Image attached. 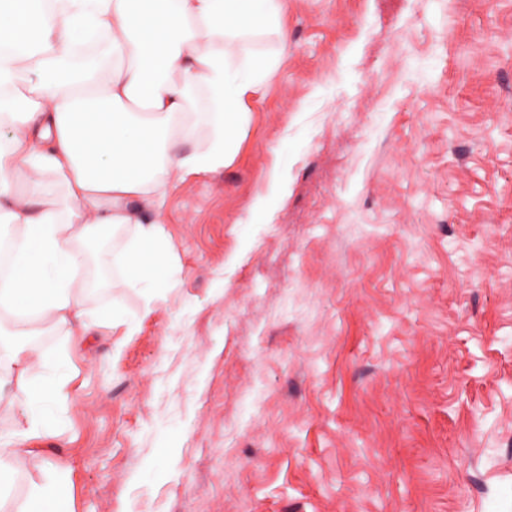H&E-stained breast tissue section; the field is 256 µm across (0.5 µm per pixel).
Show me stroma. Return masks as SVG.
<instances>
[{
	"mask_svg": "<svg viewBox=\"0 0 512 512\" xmlns=\"http://www.w3.org/2000/svg\"><path fill=\"white\" fill-rule=\"evenodd\" d=\"M218 173L164 204L179 279L71 353L17 481L70 512H512V0H286ZM288 190L251 209L278 151ZM68 512L65 499V474L57 471L41 482L29 486L18 512Z\"/></svg>",
	"mask_w": 512,
	"mask_h": 512,
	"instance_id": "1",
	"label": "stroma"
}]
</instances>
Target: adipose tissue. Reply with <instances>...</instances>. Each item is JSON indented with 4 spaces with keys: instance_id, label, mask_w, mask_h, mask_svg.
Here are the masks:
<instances>
[{
    "instance_id": "adipose-tissue-1",
    "label": "adipose tissue",
    "mask_w": 512,
    "mask_h": 512,
    "mask_svg": "<svg viewBox=\"0 0 512 512\" xmlns=\"http://www.w3.org/2000/svg\"><path fill=\"white\" fill-rule=\"evenodd\" d=\"M284 0H0V401L23 421L0 433V501L35 437L55 436L71 381L49 328L83 343L120 307L93 314L90 245L128 235L112 265L130 288L176 281L163 204L238 148L274 59L247 43L280 32ZM31 180L18 193L19 171ZM30 373L32 384L16 385ZM19 512H68L65 474L31 483Z\"/></svg>"
}]
</instances>
